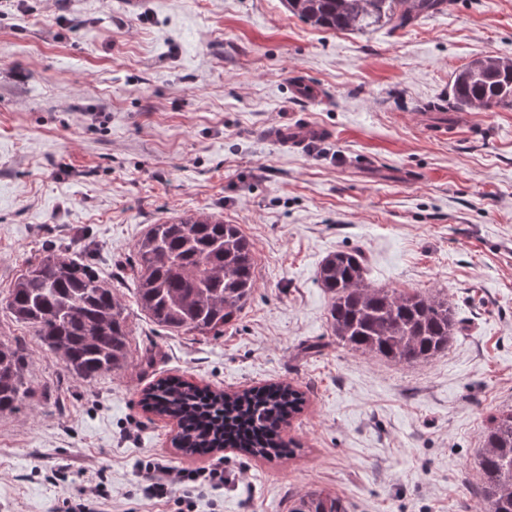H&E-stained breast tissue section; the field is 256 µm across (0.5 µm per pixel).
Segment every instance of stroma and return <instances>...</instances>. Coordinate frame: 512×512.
<instances>
[{
	"mask_svg": "<svg viewBox=\"0 0 512 512\" xmlns=\"http://www.w3.org/2000/svg\"><path fill=\"white\" fill-rule=\"evenodd\" d=\"M485 55L512 58V0L364 32L316 30L283 0H0V340L26 350L36 388L0 414V512H62L98 474L112 512H177L145 499L150 460L223 466V490L185 487L194 512H290L310 493L346 512H481L484 434L512 408V107L433 105ZM296 119L327 138L294 151L267 136ZM199 212L255 248V291L220 336L169 332L136 304L148 225ZM70 243L111 278L129 331L126 366L93 381L5 305ZM350 249L370 285L448 299L447 351L395 364L337 342L317 272ZM176 375L293 385V455L175 448V421L142 399Z\"/></svg>",
	"mask_w": 512,
	"mask_h": 512,
	"instance_id": "stroma-1",
	"label": "stroma"
}]
</instances>
